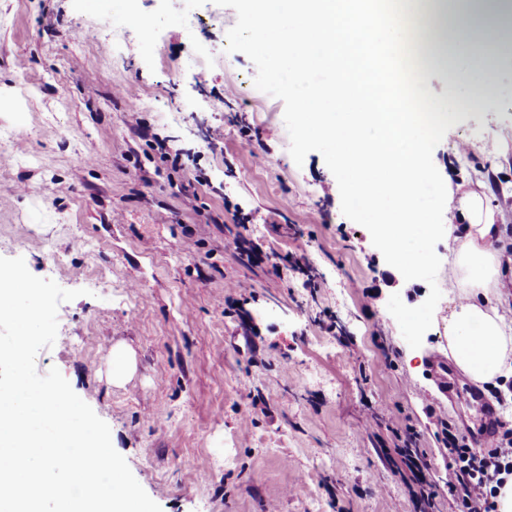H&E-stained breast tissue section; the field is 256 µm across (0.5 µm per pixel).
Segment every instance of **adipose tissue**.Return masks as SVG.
<instances>
[{"instance_id": "ef3b65f1", "label": "adipose tissue", "mask_w": 512, "mask_h": 512, "mask_svg": "<svg viewBox=\"0 0 512 512\" xmlns=\"http://www.w3.org/2000/svg\"><path fill=\"white\" fill-rule=\"evenodd\" d=\"M503 0H396L392 22L368 21L367 0H249L253 42L270 76L288 57L296 73L321 70L328 83L290 89L305 128L335 145L349 203L396 263L413 271L420 254L410 241L427 240L434 218L419 204L431 176L423 159L430 132L420 113L398 106L367 65L377 44L399 54L408 71L460 69L477 73L458 103L481 109L498 87L494 58L512 43V13ZM454 222L448 353L476 382L512 375V328L495 297L506 272L493 242L499 229L484 194L467 189L446 198Z\"/></svg>"}]
</instances>
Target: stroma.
<instances>
[{
    "mask_svg": "<svg viewBox=\"0 0 512 512\" xmlns=\"http://www.w3.org/2000/svg\"><path fill=\"white\" fill-rule=\"evenodd\" d=\"M236 20L207 0L187 27L161 32L150 68L134 32L112 39L71 0H0V257L82 292L60 304L36 369L58 368L108 424L162 512H415L379 452L386 430L361 421L393 408L444 478L439 420L470 438L481 419L473 382L453 371L446 397L430 370L448 353V301L410 348L387 302L419 306L428 284L404 280L343 215L319 152L295 164L283 101L225 50ZM495 61L497 92L481 111L457 110L433 162L448 185L485 184L511 249L512 50ZM156 134L180 152L179 171L150 148ZM182 185L195 187L196 210L181 208ZM236 215L263 250L289 256L308 239L297 270L239 265L212 223ZM107 341L135 352L124 386L100 357Z\"/></svg>",
    "mask_w": 512,
    "mask_h": 512,
    "instance_id": "1",
    "label": "stroma"
}]
</instances>
